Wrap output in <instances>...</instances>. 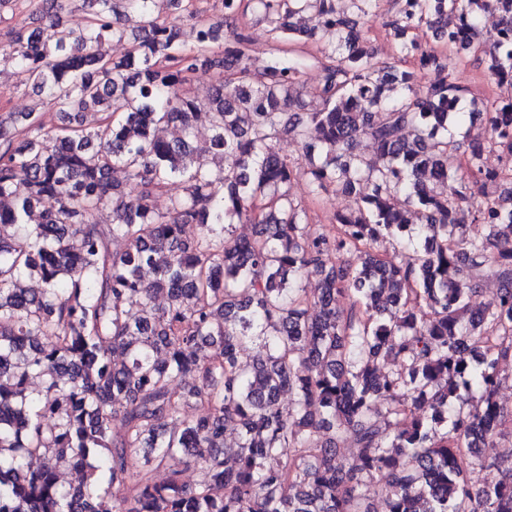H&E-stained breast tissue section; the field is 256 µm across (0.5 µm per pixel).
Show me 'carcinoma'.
Returning a JSON list of instances; mask_svg holds the SVG:
<instances>
[{"label":"carcinoma","instance_id":"carcinoma-1","mask_svg":"<svg viewBox=\"0 0 512 512\" xmlns=\"http://www.w3.org/2000/svg\"><path fill=\"white\" fill-rule=\"evenodd\" d=\"M49 2L48 24L0 46L55 116L49 128L33 111L0 117V512H99L105 495L114 512H371L376 495L384 512H512V456L479 453L512 422L498 401L512 247L491 250L512 239V0H400L388 27L403 57L437 70L427 86L377 58L349 16L376 17L379 0H256L275 43L313 37V16L328 34L307 95L302 60L275 53L254 77L248 37L224 35L243 0H224L225 21L198 24L191 47L156 0ZM77 4L91 14L79 33L59 17ZM119 15L134 16L131 32ZM486 15L501 37L482 49ZM422 27L429 47L406 40ZM109 37L125 52L106 56ZM478 50L495 86L481 102L458 69ZM190 75L220 76L207 101L184 91ZM201 115L209 159L192 145ZM464 125L478 130L465 143L450 132ZM170 126L180 136L160 135ZM282 131L305 163L276 151ZM487 144L503 168L484 167ZM301 176L311 196L353 204L317 236L291 194ZM173 181L183 195L156 209ZM45 199L54 206L24 225ZM465 210L487 236L465 235ZM244 222L253 235H234ZM386 239L414 258L379 251ZM344 253L356 261H331ZM309 276L311 296L297 287ZM487 278L501 288L474 309ZM348 436L356 467L336 454ZM74 461L83 478L66 487L57 471ZM505 465L508 477L490 476Z\"/></svg>","mask_w":512,"mask_h":512}]
</instances>
